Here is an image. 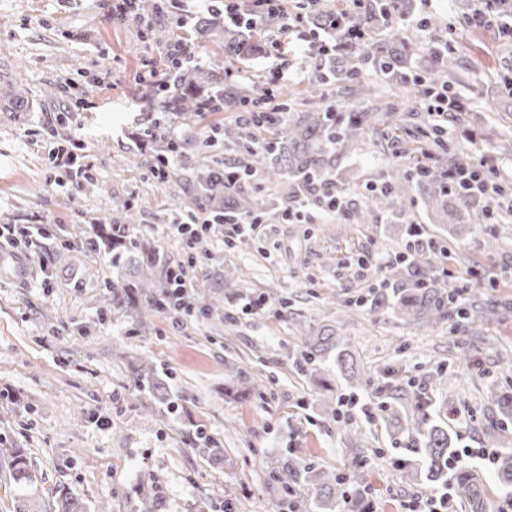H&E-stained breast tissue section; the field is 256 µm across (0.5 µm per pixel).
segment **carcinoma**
Here are the masks:
<instances>
[{"label":"carcinoma","mask_w":512,"mask_h":512,"mask_svg":"<svg viewBox=\"0 0 512 512\" xmlns=\"http://www.w3.org/2000/svg\"><path fill=\"white\" fill-rule=\"evenodd\" d=\"M415 10L413 0H353L343 8L324 5L309 7L307 28L328 34L334 40L333 51L326 56L324 66L307 74L305 83L306 109L298 110L289 102L281 103L288 123L284 133L278 126L256 124L272 132V137L261 149H248L233 167L214 160L191 171L203 207L214 214L250 215L258 210L257 201L246 191L248 177L258 171L274 176V187L279 195L281 209L276 216H284L288 207L312 200L318 189L336 183L338 158L351 152L366 138L375 122L374 113L362 112L350 104L330 111L322 90L334 83L342 84L353 78L359 65L372 62L389 81L399 87L415 89L420 84L436 86L442 79V68L424 69V74L411 72L416 61L413 44L405 35L404 20ZM486 12L502 21L512 17V0H476L471 13ZM363 31V37L351 40L349 28ZM150 39L171 47L177 42H209V62L200 67L191 61L169 68V77L153 89L148 112L151 125L176 118H193L202 112L235 110L266 98L268 82L256 76L251 83L237 84L227 76L226 63H237L252 56L257 36L245 34L244 29L224 24L221 12H211L208 18L194 22L187 35L176 36L166 30H150ZM30 103L21 87L0 91V112H25ZM224 141L236 145L251 137V132L222 125L215 127ZM445 168L431 165L419 176L411 173L405 162L392 167L384 189L373 194L367 210L387 215L396 214V206L414 196H420L427 208L440 215L442 221L458 230L461 224L472 221L473 204L464 196L448 191ZM64 251L80 249L96 252L109 250L112 259V279H106L102 312L117 316L130 312L151 314L156 311H175L168 293L171 288L169 266L158 251L139 242L134 231L116 236L112 225L95 224L91 230L72 228L57 234ZM400 278L395 287L375 292L369 309L389 311L423 323L440 322L456 316L458 330L464 332L478 318L483 309L470 304L462 310L453 309L448 302V284L441 280L437 265L423 250H412L401 262ZM299 352L303 364H323L334 359L340 370L351 371L346 356L337 350L336 329L321 327L311 333L300 331ZM234 378L248 393L260 394L264 385L234 369ZM135 385L167 401L174 408L169 385L158 377L150 364L137 368ZM423 447L409 452L421 454L427 460L426 479L430 482H448V464L455 449L448 431L431 423L430 414L420 410L416 427ZM496 459L497 478L512 484V428L500 426ZM13 476L18 482H28L32 471L27 454L22 448L8 452ZM288 472L292 479L307 486L324 512H363L367 492L364 477L317 471L311 463H300L288 457ZM456 493L470 506L471 512H485L483 483L465 471L457 472ZM59 512H85V505L68 492L57 491Z\"/></svg>","instance_id":"carcinoma-1"}]
</instances>
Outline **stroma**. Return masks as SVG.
Returning <instances> with one entry per match:
<instances>
[{
    "label": "stroma",
    "instance_id": "1",
    "mask_svg": "<svg viewBox=\"0 0 512 512\" xmlns=\"http://www.w3.org/2000/svg\"><path fill=\"white\" fill-rule=\"evenodd\" d=\"M463 0H419L406 34L424 64L434 50L448 57V87L468 110L444 132L448 156L483 154L499 182L512 183V38L498 27H472ZM148 30L112 14V0H0V85L21 84L31 108L0 112V224L43 228L22 252L0 251V512H56L58 490L90 512H280L287 493L299 512H320L305 486L284 491L273 472L288 456L327 472L364 475L368 512H403L406 502L443 494L442 486L399 463L417 404L440 409L456 448L496 446L498 426L512 417V216L476 217L456 237L442 231L421 198L399 219L371 215L365 223L330 214L317 224L264 219L257 237L206 243L207 257L189 271L190 303L223 298L225 326L193 315L102 318V279L112 274L103 253L58 251V225L131 223L168 262L186 260L165 233L183 211L204 214L191 177L158 183L150 174L160 139L139 136L149 85L138 82L145 59L158 56ZM104 83H95L97 74ZM85 110H78V102ZM399 129L378 125L343 156L336 183L350 209H365L369 187L383 184L398 158L421 155L414 136L430 118L421 96ZM57 120L47 133V117ZM236 126L238 112H206L176 124L180 165L239 152L208 144L216 124ZM79 141L89 179L54 168V145ZM129 200L132 219L113 211ZM418 228L422 242L447 247L443 266L456 278L480 273L469 299L485 303L483 320L459 332L455 318L422 325L361 306L391 277L392 264ZM497 240L487 249L488 240ZM244 270L245 284L228 293L225 279ZM266 294L263 311L242 313L239 299ZM336 327L353 359L354 377L335 364L296 365L301 325ZM153 362L170 379L174 408L134 386V368ZM266 386L245 394L230 367ZM358 408L345 415L340 401ZM204 430L220 456L200 454L189 439ZM23 448L34 481L13 479L7 449ZM156 488L160 507L145 491Z\"/></svg>",
    "mask_w": 512,
    "mask_h": 512
}]
</instances>
